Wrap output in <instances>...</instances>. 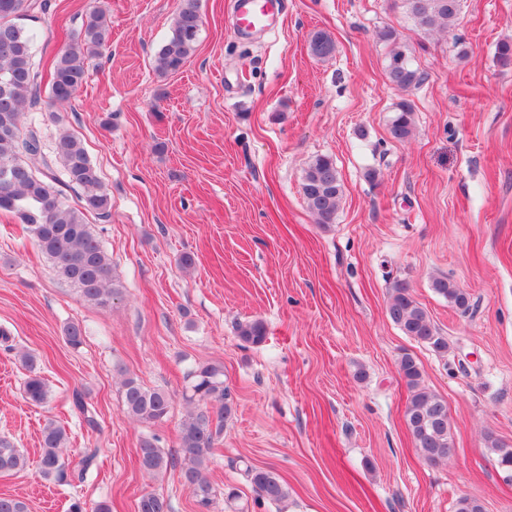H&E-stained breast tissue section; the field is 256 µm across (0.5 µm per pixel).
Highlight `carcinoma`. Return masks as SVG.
Instances as JSON below:
<instances>
[{"label":"carcinoma","mask_w":512,"mask_h":512,"mask_svg":"<svg viewBox=\"0 0 512 512\" xmlns=\"http://www.w3.org/2000/svg\"><path fill=\"white\" fill-rule=\"evenodd\" d=\"M413 27L425 36L451 30L461 9V0H394ZM49 0H0V212L8 213L26 226L39 250L53 263L63 281L74 286L87 301L105 305L117 297L112 259L86 216H108L109 197L100 173L83 144L63 130L56 137L51 153L44 152L39 130L22 128L25 105L36 106L40 100V76L34 63L35 35L26 21L35 14H45ZM202 18L199 0H182L174 18L172 34L159 49L156 70L160 75L178 72L195 49ZM111 37V29L100 10H92L80 28L57 54L49 86L51 103L64 105L77 98L86 81L91 62L100 57ZM378 38L389 44L386 76L391 85L402 92L419 87L424 73L412 63L409 46L399 34L387 28ZM311 54L327 58L335 52V42L327 33L313 31L308 37ZM413 133V106L406 98L397 102L390 119L389 134L397 141L408 140ZM62 162L64 178L52 173L53 162ZM78 194L79 204L65 202L63 189ZM308 208L323 225L332 223L343 197V186L336 162L329 156H318L309 165L302 184ZM434 290L458 310L470 309L468 293L446 278L433 281ZM390 320L404 335L425 344L438 353L448 351V341L440 336L426 309L409 291L398 283L392 289L387 308ZM239 338L253 345L263 343L267 336L260 319L238 326ZM20 361L31 374L25 382L26 398L34 405H43L48 398L44 379L34 372V357L20 355ZM399 371L410 392L405 419L420 456L431 464L448 459L451 444L447 403L430 392L423 383L420 363L408 352L399 359ZM223 371L215 365H200L190 373L191 398L205 405L216 403L214 413L200 411L187 416L180 424L177 449L169 452L158 445L153 435L140 438L137 457L140 470L158 476L183 462L182 479L194 497L197 512H212L217 490L208 471L213 448L224 428V421L234 411L233 400L221 379ZM122 400L127 415L137 422L152 425L164 420L170 411V398L160 389H148L134 376L122 383ZM75 409L87 427H99L92 407L82 393L73 396ZM66 434L54 423L43 429L39 473L46 479L66 478L62 448ZM490 450L498 467L512 473V448H503L494 440ZM27 466V459L6 439H0V472H18ZM258 498L280 502L288 496L281 477L272 469L246 467ZM138 512H171L168 498L156 492L143 493L137 503ZM0 512H29L28 503L13 496L0 497Z\"/></svg>","instance_id":"carcinoma-1"}]
</instances>
